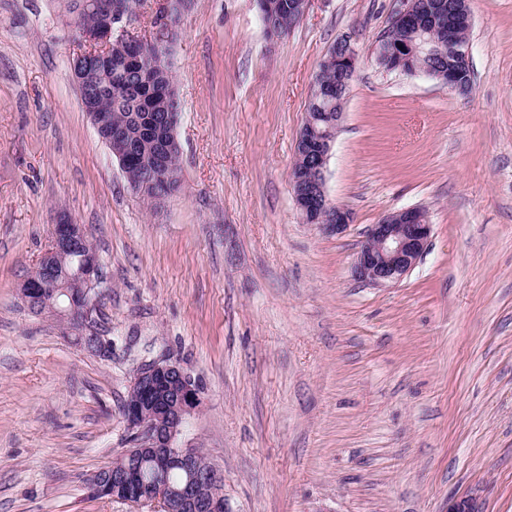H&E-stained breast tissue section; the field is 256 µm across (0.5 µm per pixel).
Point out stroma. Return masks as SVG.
Segmentation results:
<instances>
[{"instance_id": "obj_1", "label": "stroma", "mask_w": 512, "mask_h": 512, "mask_svg": "<svg viewBox=\"0 0 512 512\" xmlns=\"http://www.w3.org/2000/svg\"><path fill=\"white\" fill-rule=\"evenodd\" d=\"M396 0H308L268 37L255 0H185L170 62L181 187L132 190L83 110L65 0H0V512H138L89 478L130 446L139 363L202 387L180 446L225 512H512V0H470L473 89L387 73ZM359 65L326 172L339 235L304 223L289 173L337 39ZM421 207L429 246L397 284L355 280L369 225ZM103 283L102 359L19 285L58 214Z\"/></svg>"}]
</instances>
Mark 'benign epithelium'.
Listing matches in <instances>:
<instances>
[{
	"mask_svg": "<svg viewBox=\"0 0 512 512\" xmlns=\"http://www.w3.org/2000/svg\"><path fill=\"white\" fill-rule=\"evenodd\" d=\"M151 6L149 0H140V6L130 9L125 0H85L82 8L95 14L97 22L78 30L77 47L91 46L97 55L94 69L74 73L77 86L84 90L97 85L100 74L112 70V53L127 54L131 41L130 28L141 12ZM156 13L163 16V24L154 28L143 47L158 48L175 35L174 5H161ZM336 61L354 73L358 55L348 38L336 41ZM93 126L118 162L132 146L124 132H112L109 116L99 107L84 104ZM138 131L155 129L157 145L165 153L179 150L175 136L162 134L156 115L150 113L137 119ZM334 138L313 141L307 127H302L296 155L309 157L313 175H290L294 199L299 210L314 215L313 223L329 233H340L351 220V214L328 203L325 194V170ZM432 225L425 210L405 208L386 215L379 223L370 225L366 239L356 254L353 272L357 280L371 286L384 287L400 282L415 266L430 242ZM80 252V264L66 281L56 279L54 259L70 252ZM100 284L99 264L84 225L64 217L52 226L49 243L32 272L19 285L28 306L40 310L45 289L53 285L59 292L46 301L47 308L70 322L73 332L81 335L80 347L88 343L101 347L104 336L96 324V307L92 301L94 288ZM67 297V304L58 302V293ZM130 401L125 409V421L134 441V447L125 454H140L151 461L156 477L147 480L140 469H112L107 474L97 473L89 480L90 489L97 496L131 502L151 508V512H224L220 497L203 499L197 494L201 475L196 469L199 454L195 448H182L178 437L185 418L201 405V389L195 378L172 359L144 362L136 369L131 382ZM176 467L187 473V480L179 487L172 486L162 474Z\"/></svg>",
	"mask_w": 512,
	"mask_h": 512,
	"instance_id": "benign-epithelium-1",
	"label": "benign epithelium"
}]
</instances>
